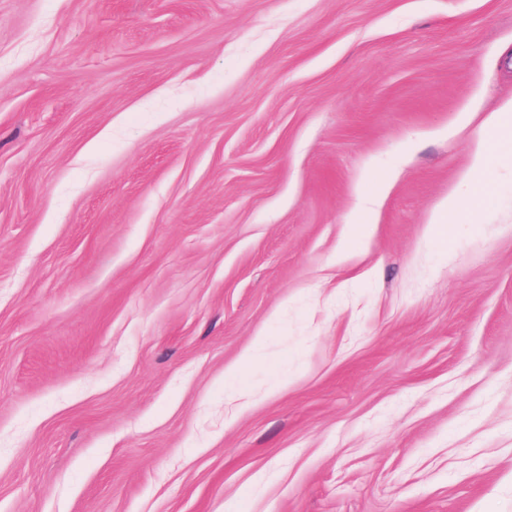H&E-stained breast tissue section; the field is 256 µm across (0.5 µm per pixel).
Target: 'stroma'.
<instances>
[{
  "mask_svg": "<svg viewBox=\"0 0 512 512\" xmlns=\"http://www.w3.org/2000/svg\"><path fill=\"white\" fill-rule=\"evenodd\" d=\"M510 99L512 0H0V512H512ZM484 126L497 136L495 150L489 152L484 146L479 147L465 176V182L477 203L472 209L464 211L457 194L454 191L448 193L430 216L428 224L432 232L437 224L477 223L486 210V202L498 193V186L494 184V169L501 165L512 168V100L488 113ZM358 204L356 206L357 218L354 224H347V232L344 240L349 242L360 239L362 242L369 240L373 233L375 222L373 220V213L375 211L373 204L378 201V197H372V202L365 198L359 197ZM354 230H353V229ZM353 230V233H352Z\"/></svg>",
  "mask_w": 512,
  "mask_h": 512,
  "instance_id": "obj_1",
  "label": "stroma"
}]
</instances>
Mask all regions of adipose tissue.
I'll return each mask as SVG.
<instances>
[{
	"instance_id": "adipose-tissue-1",
	"label": "adipose tissue",
	"mask_w": 512,
	"mask_h": 512,
	"mask_svg": "<svg viewBox=\"0 0 512 512\" xmlns=\"http://www.w3.org/2000/svg\"><path fill=\"white\" fill-rule=\"evenodd\" d=\"M484 126L495 133L496 147L491 151L478 148L466 173L465 182L476 199L475 206L467 211L462 210L457 194L449 193L432 212L430 225L478 221L485 210L486 202L498 192L493 177L494 170L501 165L512 167V100L488 113Z\"/></svg>"
}]
</instances>
